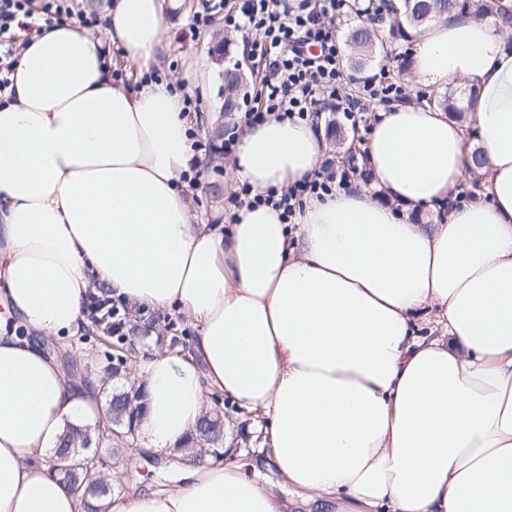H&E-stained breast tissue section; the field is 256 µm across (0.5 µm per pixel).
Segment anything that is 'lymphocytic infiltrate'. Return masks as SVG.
Here are the masks:
<instances>
[{
    "label": "lymphocytic infiltrate",
    "instance_id": "obj_1",
    "mask_svg": "<svg viewBox=\"0 0 512 512\" xmlns=\"http://www.w3.org/2000/svg\"><path fill=\"white\" fill-rule=\"evenodd\" d=\"M347 7L348 0H239L234 8L226 0H205L182 36L195 38L217 11L223 12L225 26L240 35L244 51L262 72L258 106L243 114L241 125L250 127L271 117L311 122L328 109L341 112L356 130L367 122L368 102L389 105L403 100L407 92L385 67L356 80L346 73L336 25L347 21ZM68 23L95 29L100 18L77 11L74 0H0V105L13 99L10 74L29 35ZM350 80L356 83L354 93L340 95V86ZM350 188L348 171L328 169L263 194L245 184L229 202L236 208L269 205L290 221L308 199ZM84 316L117 336L131 323L127 302L114 297L89 296Z\"/></svg>",
    "mask_w": 512,
    "mask_h": 512
}]
</instances>
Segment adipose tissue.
Wrapping results in <instances>:
<instances>
[{"label":"adipose tissue","mask_w":512,"mask_h":512,"mask_svg":"<svg viewBox=\"0 0 512 512\" xmlns=\"http://www.w3.org/2000/svg\"><path fill=\"white\" fill-rule=\"evenodd\" d=\"M164 2L112 0L102 40L73 24L34 37L0 107V512H83L52 462L67 426L101 421L100 387L34 338L76 335L91 290L198 329L187 357L140 366L146 450L185 445L221 392L304 504L512 512V30L467 13L421 28L414 82H469L467 119L395 104L357 157L370 185L307 200L291 224L245 206L222 232L179 182L193 151L177 82L128 88L106 65L112 49L146 69L169 50ZM469 125L483 197L459 206ZM323 146L309 122L269 118L242 134L235 176L286 186ZM182 479L107 512H284L209 455Z\"/></svg>","instance_id":"1"}]
</instances>
